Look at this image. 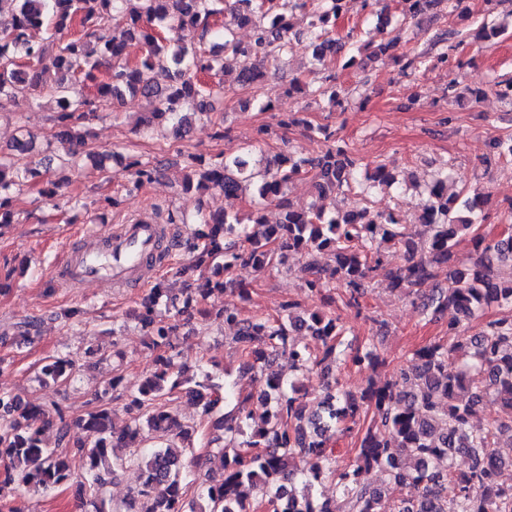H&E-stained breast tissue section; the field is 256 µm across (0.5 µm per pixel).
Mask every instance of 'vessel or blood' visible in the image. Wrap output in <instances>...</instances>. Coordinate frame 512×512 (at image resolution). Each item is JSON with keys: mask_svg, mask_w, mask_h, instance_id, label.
<instances>
[{"mask_svg": "<svg viewBox=\"0 0 512 512\" xmlns=\"http://www.w3.org/2000/svg\"><path fill=\"white\" fill-rule=\"evenodd\" d=\"M178 241L169 225L132 219L106 230H83L69 246L53 277L60 287L81 288L105 283L122 291L145 287L158 265L161 248L176 250Z\"/></svg>", "mask_w": 512, "mask_h": 512, "instance_id": "vessel-or-blood-1", "label": "vessel or blood"}]
</instances>
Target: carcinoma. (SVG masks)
<instances>
[{
    "mask_svg": "<svg viewBox=\"0 0 512 512\" xmlns=\"http://www.w3.org/2000/svg\"><path fill=\"white\" fill-rule=\"evenodd\" d=\"M127 0H0V97L16 98L40 89L53 71L57 80L53 93L57 103L52 137L62 145L57 160L76 166L87 146L85 127L104 106L126 96L149 99L151 109L139 124V132L151 136L155 126L168 123L182 135L195 116L214 114L213 89L201 76L225 72L224 57L255 58L264 71L240 69L232 83L245 89L265 82L269 69L288 65L292 24L279 11L280 0H142L128 12L121 38L105 39L98 30L124 11ZM293 8L308 10L307 35L312 58L319 64L340 55L344 45L333 35L336 21L344 18L346 0H292ZM432 0H400L398 23L419 16ZM388 21L377 19L376 36L364 49L378 58L391 48ZM248 26L251 41H239L235 29ZM45 29L37 39L32 31ZM184 29L198 32V44L186 46L167 33ZM141 46V56L130 63L129 48ZM459 31L436 34L431 47L441 46L436 58L448 60L449 52L463 45ZM80 82L97 86L88 96L76 88ZM487 91L512 104V81H492ZM341 89L330 84L314 91L321 110L340 103ZM319 143L307 157L291 153L277 155L276 165L253 159L245 149L226 154L206 166L194 156L185 161L182 188L205 194L220 191L252 200L271 201L279 209V220L267 223L260 210L250 223L227 212L202 217L207 231L189 243V257L177 269L184 278L181 304L156 285L140 303L139 323L146 346L154 353L153 369L131 394L129 418L116 426L104 395L124 386V376L114 372L102 394L89 402L84 415L71 420L58 400L24 402L15 395L0 394V460L7 466L0 473V512H13L9 495L18 490L49 494L73 481L72 460H82L83 480L78 494L89 498L93 512H112L108 487L117 473L129 466L165 484L160 492L141 483L124 503L123 512H381L380 505L392 486L412 485L414 498H399L392 512H512V489L502 487L498 471L505 464L501 452L512 448V315L489 320L474 335H467L462 321H471L486 307L496 304L512 310V232L488 240L476 233L475 224L487 200L448 191L452 178L440 170L424 183L417 216L426 238L417 247L407 232L404 216L396 210H376L368 205L358 210L327 212L311 204L294 206L288 187L306 180L322 198L355 186L369 195L390 189L396 175L386 164H378L359 177L360 159L332 140L323 126L308 125ZM41 163L12 162L0 165V225L14 222L17 198L44 173ZM134 184L153 180L157 169L149 161L130 164ZM469 240L476 259L465 267L455 266L456 247ZM404 247L405 263L385 268V250ZM304 257L300 269L308 294L321 305L302 314L282 305L275 315L243 318L234 309L204 304L229 288L247 292L234 276L239 268L266 272L286 265L288 253ZM332 262L334 281H325L321 258ZM448 268V287L428 289L424 306L437 314L451 309L455 321L448 335L461 340L448 346L425 345L412 354L410 365L382 386L369 382L359 392L341 388L330 370L348 360L374 369L384 364L373 345L347 350L346 327L332 308L328 291L344 289L345 303L359 306L372 281L382 274L388 286L405 296H419L421 288ZM174 313L164 317L162 302ZM221 321L234 327L233 341L241 354L239 377L252 379L288 353V372L264 374L258 398L272 411L258 423H250L248 403L238 382L214 381L213 373L199 367L191 370L178 362L173 336L190 318ZM37 322H16L12 334L27 339ZM312 337L299 344L292 336ZM465 357L462 365L448 370L455 354ZM81 371L79 359L66 354L49 357L39 380L62 387ZM316 374L323 395L311 404L300 394L296 374ZM176 393L193 397L201 406V422L183 425L172 419L168 402ZM502 404L506 417L473 430L470 421L484 400ZM373 412L371 423L360 436L353 463L339 467L333 445L359 426L360 418ZM207 431L205 447L224 466L219 482H197L176 448H192ZM54 434L55 445L44 443L45 432ZM132 448L123 456L118 448ZM458 455L468 458L467 471L454 465ZM300 458L307 464L306 489L297 490L289 467ZM385 473V487L371 488L359 481L364 470ZM336 483V499L319 500L311 489L323 480ZM196 497L187 499L189 489Z\"/></svg>",
    "mask_w": 512,
    "mask_h": 512,
    "instance_id": "1",
    "label": "carcinoma"
}]
</instances>
